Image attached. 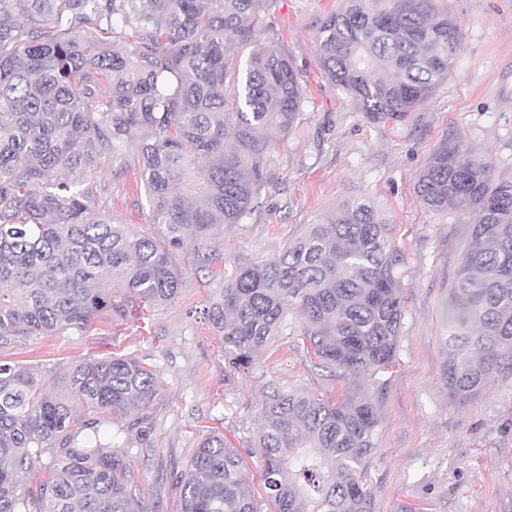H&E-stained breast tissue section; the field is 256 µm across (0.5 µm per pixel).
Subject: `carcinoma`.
<instances>
[{
    "instance_id": "cac0c4a2",
    "label": "carcinoma",
    "mask_w": 512,
    "mask_h": 512,
    "mask_svg": "<svg viewBox=\"0 0 512 512\" xmlns=\"http://www.w3.org/2000/svg\"><path fill=\"white\" fill-rule=\"evenodd\" d=\"M270 2L0 0V347L173 301L184 278L173 249L198 247L253 209L275 139L305 99L288 53L262 38ZM384 2L344 0L317 35L321 73L383 123L434 92L462 40L434 0ZM129 38L126 54L106 49ZM107 161L139 166L160 234L96 209L93 178ZM416 190L434 211L474 215L442 336L448 396L467 401L512 379V180L495 179L458 136L433 153ZM400 263L367 203L306 225L212 296L206 317L225 364L256 369L293 313L318 365L353 378L390 366ZM157 393L156 373L127 357L60 372L0 363V512H132L140 488L114 447L150 427L140 418L105 443L100 433ZM262 420L261 481L275 512H372L370 403L277 388ZM41 461L46 476L35 480ZM180 488L182 512H258L244 458L216 431L193 449Z\"/></svg>"
}]
</instances>
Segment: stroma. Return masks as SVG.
Listing matches in <instances>:
<instances>
[{
  "label": "stroma",
  "instance_id": "stroma-1",
  "mask_svg": "<svg viewBox=\"0 0 512 512\" xmlns=\"http://www.w3.org/2000/svg\"><path fill=\"white\" fill-rule=\"evenodd\" d=\"M436 5L462 25V49L447 79L405 119L373 123L318 69V25L337 0H274L261 27L287 48L305 77L306 96L296 123L268 156L257 206L206 243L209 266H200L192 249L174 251L186 273L175 302L0 348L1 363L65 368L118 354L155 371L158 394L146 410L152 428L124 454L156 512H181L178 478L210 429L239 449L252 483H259L256 443L272 385L328 401H371L379 421L365 480L373 512H512V381L464 403L450 400L442 381L446 304L469 242L470 214L434 212L415 191L433 152L458 136L492 163L496 179L512 180V0ZM94 183L97 210L130 230L152 232L132 171L106 163ZM355 199L375 207L403 255L404 314L394 363L372 376H331L309 357L291 316L256 370H229L223 342L204 314L211 296L237 268L281 251L306 225Z\"/></svg>",
  "mask_w": 512,
  "mask_h": 512
}]
</instances>
